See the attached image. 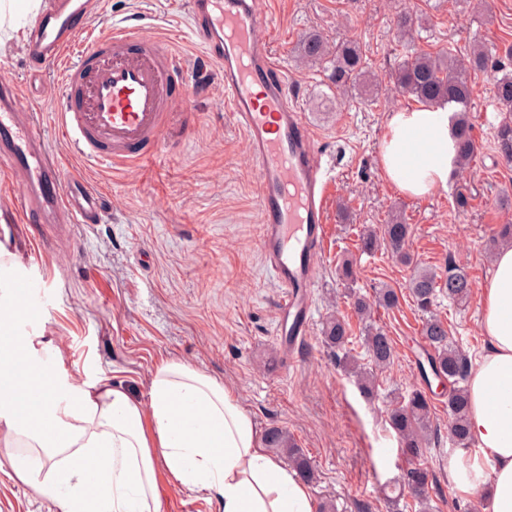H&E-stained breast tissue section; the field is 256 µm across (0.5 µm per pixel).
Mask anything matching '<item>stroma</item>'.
Instances as JSON below:
<instances>
[{
    "label": "stroma",
    "instance_id": "stroma-1",
    "mask_svg": "<svg viewBox=\"0 0 512 512\" xmlns=\"http://www.w3.org/2000/svg\"><path fill=\"white\" fill-rule=\"evenodd\" d=\"M273 29L270 49L286 67L290 104L305 113L324 163L332 170L327 235L316 269L313 320L295 355L280 348L275 307L280 296L259 250L257 176L244 134L224 111L223 86L192 31L183 0H103L93 25L107 30L128 16L161 36L178 31L177 53L188 66L186 118L176 119L156 163L84 164L66 151L54 113L62 99L56 71L44 72L37 110L50 152L62 155L65 175L79 174L111 200L103 223L78 224L74 242L19 238V252L51 279L48 304L33 312L34 328L59 347L64 371L90 382L100 375L141 402L149 400L155 369L182 361L233 387L260 434L279 428L310 461L311 493L322 512H419L414 495L387 502L384 485L400 477L409 457L389 426L394 405L413 390L431 391L430 440L418 460L433 480L428 512H485L480 496L463 495L448 479L459 452L448 436V390L429 386L412 353L425 315L408 288L412 270L387 247L361 249L360 237L382 231L391 213L411 226L405 249L421 266H460L473 288L466 300L438 296L433 310L468 359L485 347L480 329L481 288L492 274L497 227L512 224V162L496 134L506 114L484 72L471 76L469 121L476 155L457 169L447 190L425 197L402 193L385 176L379 145L388 112L417 102L389 80L403 59L395 20L407 11L424 17L416 46L468 51L479 40L512 70V0H264ZM329 42L359 40L374 76L370 92L340 95L325 64H301L308 33ZM470 198L455 206L457 193ZM352 281L339 276L343 260ZM395 288L399 303L373 319L394 341V364L365 396L322 339L330 315L362 326L355 297L374 299ZM163 512H219L220 502L160 475ZM0 512H61L28 487L0 480Z\"/></svg>",
    "mask_w": 512,
    "mask_h": 512
}]
</instances>
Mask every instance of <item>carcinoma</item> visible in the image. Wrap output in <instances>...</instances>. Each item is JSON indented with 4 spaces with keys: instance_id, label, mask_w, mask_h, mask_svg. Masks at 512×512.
<instances>
[{
    "instance_id": "1",
    "label": "carcinoma",
    "mask_w": 512,
    "mask_h": 512,
    "mask_svg": "<svg viewBox=\"0 0 512 512\" xmlns=\"http://www.w3.org/2000/svg\"><path fill=\"white\" fill-rule=\"evenodd\" d=\"M301 56L306 60H329L330 79L336 90L365 91L369 88L367 59L361 43L353 38L336 43V49L328 48L318 35L308 36L301 46ZM492 51L483 43L475 44L465 58L459 59L451 50L437 53L417 51L408 46L405 58L391 75L395 87L403 94L413 97L425 105H448L454 109L456 119V147L458 162L461 166L470 164L476 144L472 135L467 112L474 96V87L470 73L485 71L489 68ZM492 94L501 109L512 112V72L493 68ZM498 144L504 156L512 160V120L507 119L499 126ZM411 234V225L395 216L384 225V241L396 252L402 262L408 264L410 256L404 251V245ZM409 288L417 307L429 311L438 294L448 295L452 301H462L471 292L472 283L467 274L455 265H448V271L440 274L434 270L421 269L410 279ZM398 303L395 289L386 287L377 292L374 302L362 297L355 298L354 312L364 322L362 343L369 361L374 368H385L395 359L393 341L386 332L373 325L371 313L373 306L392 308ZM325 342L338 349H346L349 344V324L339 316L330 317L323 329ZM421 335L428 347L433 349L431 356L433 371L452 383L448 394V435L460 447L469 445L468 416L470 401L468 389L459 385L468 372L467 356L453 344L448 327L437 316L431 315L424 321ZM431 404L426 392L419 390L406 401H400L391 410L389 422L394 432L401 438L410 456L418 457L420 448L427 441L430 425ZM268 441L274 448H286L295 468L300 474L311 479L314 477L309 460L298 449L288 444V437L278 429L268 432ZM404 477L413 484L420 496V504H426L422 498L430 481V471L413 463L407 468Z\"/></svg>"
}]
</instances>
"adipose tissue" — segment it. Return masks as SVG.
Here are the masks:
<instances>
[{
    "mask_svg": "<svg viewBox=\"0 0 512 512\" xmlns=\"http://www.w3.org/2000/svg\"><path fill=\"white\" fill-rule=\"evenodd\" d=\"M445 107L388 113L386 177L424 197L447 189L457 151ZM487 344L471 373L472 452L453 460L456 490L512 512V247L496 251L482 288ZM27 303L0 298V475L61 512H162L159 474L223 501L221 512H317L297 471L269 454L235 389L184 362L152 377L148 404L108 376L86 383L58 367L49 340L20 336Z\"/></svg>",
    "mask_w": 512,
    "mask_h": 512,
    "instance_id": "ef3b65f1",
    "label": "adipose tissue"
}]
</instances>
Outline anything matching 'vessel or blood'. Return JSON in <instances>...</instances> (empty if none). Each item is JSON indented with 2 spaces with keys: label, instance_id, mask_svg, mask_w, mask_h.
<instances>
[{
  "label": "vessel or blood",
  "instance_id": "1",
  "mask_svg": "<svg viewBox=\"0 0 512 512\" xmlns=\"http://www.w3.org/2000/svg\"><path fill=\"white\" fill-rule=\"evenodd\" d=\"M193 32L223 82L224 109L247 141L257 174L261 254L281 290L276 308L280 345L306 342L316 267L326 236L331 181L306 117L288 102V73L269 50L263 0H186ZM102 0H43L25 43L26 86L0 78V169L19 177V213L32 226L101 223L107 194L83 179L64 177L49 154L31 107L46 68L62 69L55 112L67 145L84 161L144 165L162 149L184 99V62L172 38L139 25L94 34ZM37 274L8 279L24 300L44 296Z\"/></svg>",
  "mask_w": 512,
  "mask_h": 512
}]
</instances>
